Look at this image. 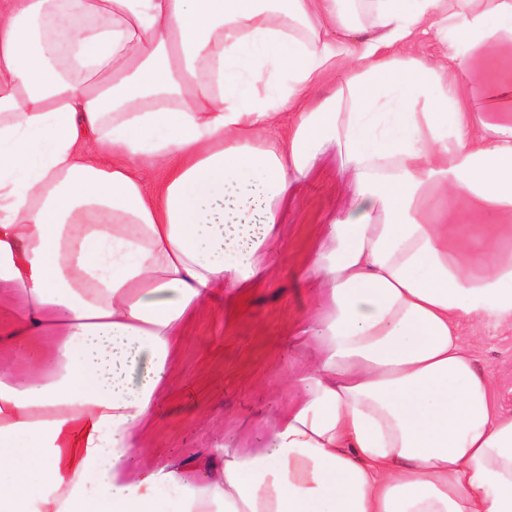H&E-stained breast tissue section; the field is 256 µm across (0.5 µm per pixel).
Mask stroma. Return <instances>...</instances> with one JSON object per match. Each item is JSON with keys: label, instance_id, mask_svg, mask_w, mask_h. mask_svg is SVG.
Returning a JSON list of instances; mask_svg holds the SVG:
<instances>
[{"label": "stroma", "instance_id": "1", "mask_svg": "<svg viewBox=\"0 0 512 512\" xmlns=\"http://www.w3.org/2000/svg\"><path fill=\"white\" fill-rule=\"evenodd\" d=\"M341 187L337 166L323 163L294 205L286 249L273 261L270 281L244 300L242 310L231 311L218 299L185 326L170 389L157 402L132 467L151 450L194 469L224 445L270 446L272 422L304 394L283 382L282 374L312 363L311 347L300 343L296 332L299 319L316 309L321 297L302 270L320 242L326 206ZM461 333L478 366L491 374L498 403L512 412V328L465 322Z\"/></svg>", "mask_w": 512, "mask_h": 512}]
</instances>
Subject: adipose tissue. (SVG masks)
Instances as JSON below:
<instances>
[{"label":"adipose tissue","mask_w":512,"mask_h":512,"mask_svg":"<svg viewBox=\"0 0 512 512\" xmlns=\"http://www.w3.org/2000/svg\"><path fill=\"white\" fill-rule=\"evenodd\" d=\"M350 2L77 0L64 76L28 28L54 0H0V512H512V413L458 330L512 325V0ZM424 26L455 70L408 54ZM330 151L305 397L271 447L131 469L183 325L268 278Z\"/></svg>","instance_id":"ef3b65f1"}]
</instances>
